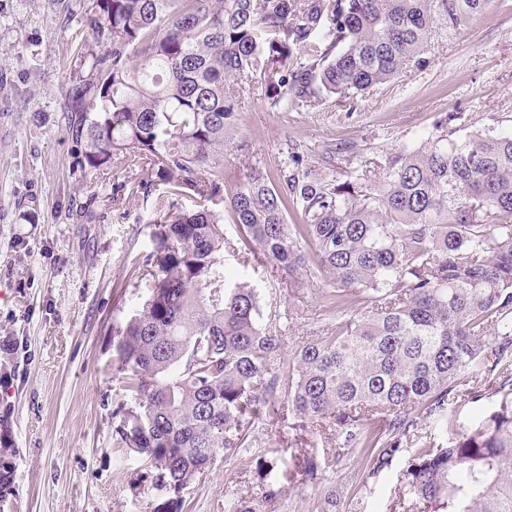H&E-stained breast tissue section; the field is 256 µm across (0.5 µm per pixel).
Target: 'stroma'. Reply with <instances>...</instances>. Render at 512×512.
Here are the masks:
<instances>
[{"instance_id":"stroma-1","label":"stroma","mask_w":512,"mask_h":512,"mask_svg":"<svg viewBox=\"0 0 512 512\" xmlns=\"http://www.w3.org/2000/svg\"><path fill=\"white\" fill-rule=\"evenodd\" d=\"M78 0H0V338L18 340L0 355V512H152L163 498L142 481L144 461L116 447V408L129 401L117 361V327L145 290L131 260L151 247L149 206L126 201L125 216L90 204L126 180L125 171L86 174L71 156L64 90L88 30L72 22ZM240 123L224 148V184L246 165L276 175L287 148L326 176H351L403 146L424 144L448 113L459 136L512 126V0H490L457 32L439 35L421 64L352 101L328 99L275 111L260 84L242 88ZM229 277L257 285L265 311L288 319L286 353L336 325L323 315V279L297 270L295 287L225 253ZM288 460L314 456L320 480L343 492L333 512H405L401 462L361 490L357 457H337L336 433H304L289 420L274 433ZM240 457H217L188 489L191 512H224V496L260 494ZM277 512H332L301 478L285 483Z\"/></svg>"}]
</instances>
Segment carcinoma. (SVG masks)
<instances>
[{"mask_svg": "<svg viewBox=\"0 0 512 512\" xmlns=\"http://www.w3.org/2000/svg\"><path fill=\"white\" fill-rule=\"evenodd\" d=\"M488 3L83 0L72 13L94 39L64 101L76 165L132 173L112 186L114 211L127 196L153 202V247L131 262L147 294L117 347L133 405L115 431L167 496L163 512H183L215 458L242 448L262 492L224 496V512H274L294 474L252 429L285 411L304 432L335 425L336 455L366 459L364 487L421 421L442 420L452 441L407 458L405 495L428 512H512V127L458 137L450 114L378 181L327 179L290 152L277 178L251 166L224 192L242 86L260 80L272 109L350 100ZM290 206L302 223L287 222ZM226 250L278 280L311 265L335 330L285 356L281 317L226 275ZM352 287L366 306L348 318ZM488 386L494 407L455 432L452 405ZM301 477L318 485L315 457Z\"/></svg>", "mask_w": 512, "mask_h": 512, "instance_id": "1", "label": "carcinoma"}]
</instances>
